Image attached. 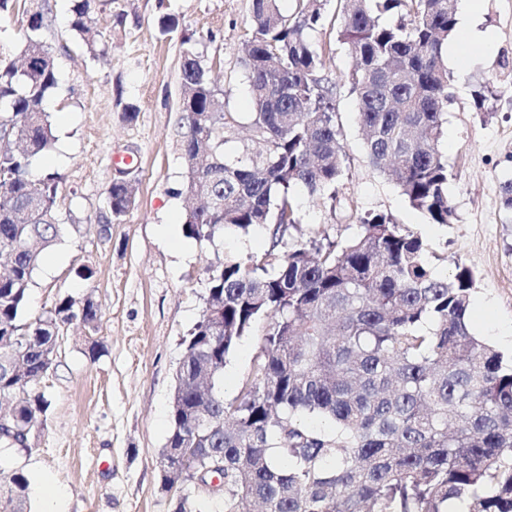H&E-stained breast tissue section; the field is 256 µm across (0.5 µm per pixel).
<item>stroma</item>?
Returning a JSON list of instances; mask_svg holds the SVG:
<instances>
[{
	"mask_svg": "<svg viewBox=\"0 0 512 512\" xmlns=\"http://www.w3.org/2000/svg\"><path fill=\"white\" fill-rule=\"evenodd\" d=\"M49 25L58 87L46 102L55 141L36 167L61 177L59 217L65 232L34 274L32 318L64 297L92 296L95 331L62 325L57 359L35 386L49 402L29 449L0 448V468L30 484L53 481L65 512H174L178 493L163 487L156 458L170 427V401L184 351L209 288V268L228 257L262 253L264 230L225 231L210 244L183 234L187 128L179 110L181 39L191 36L224 90V109L241 126L226 144L238 150L253 110L242 46L252 34L251 0H92L91 27L101 50L89 53L71 30L73 0H31ZM337 0L315 40L324 71L337 84L336 122L349 179L337 200L293 192L300 228L288 243L324 231L355 232L359 214L381 212L417 232L438 276L456 263L473 268L470 326L493 345L512 327V211L502 188L512 181V0H482L480 26L490 43L466 47L449 65L452 99L440 150L448 160L451 223L434 224L367 160L357 101L344 85L355 59L336 40ZM166 14L177 32L161 33ZM136 111L135 121L126 112ZM136 185L134 208L107 222V189L117 178ZM93 275L83 278L81 267ZM100 352L90 355L91 343ZM260 337L251 334L229 355L221 388L233 400L250 371ZM512 355L511 346H502Z\"/></svg>",
	"mask_w": 512,
	"mask_h": 512,
	"instance_id": "35a3bbf8",
	"label": "stroma"
}]
</instances>
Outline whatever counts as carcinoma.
Returning <instances> with one entry per match:
<instances>
[{
    "instance_id": "cac0c4a2",
    "label": "carcinoma",
    "mask_w": 512,
    "mask_h": 512,
    "mask_svg": "<svg viewBox=\"0 0 512 512\" xmlns=\"http://www.w3.org/2000/svg\"><path fill=\"white\" fill-rule=\"evenodd\" d=\"M252 0L245 55L255 112L250 144L229 157L225 134L238 125L224 94L190 44L181 41L183 194L201 200L183 232L212 243L232 229H264L260 255L209 269L205 306L189 336L170 432L156 466L168 490L206 484L224 464V512H512V362L474 336L468 311L471 268L435 277L426 245L385 213L360 218L351 238L314 233L287 247L297 228L293 189L312 197L345 186L346 153L336 124V84L323 72L312 34L325 26L326 0ZM91 0H79L71 30L89 48ZM410 17L389 25L383 15ZM47 17L29 13L23 63L0 60V398L11 429L0 447L30 448L48 401L32 392L52 367L63 323L96 328V303L22 321L45 251L63 225L60 177L36 170L55 141L45 109L57 88ZM337 41L356 59L344 85L355 96L367 160L391 176L409 204L448 224L451 172L439 150L450 73L443 55L456 26V0H340ZM136 188L114 181L107 220L120 221ZM268 320L237 397L219 380L238 341ZM333 422L329 431L301 423ZM28 479L0 470V512H27Z\"/></svg>"
}]
</instances>
